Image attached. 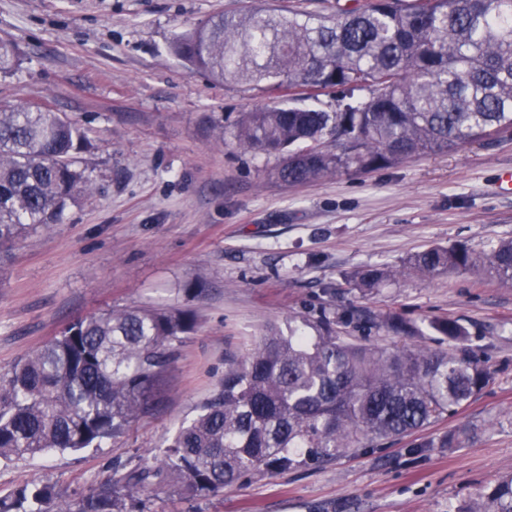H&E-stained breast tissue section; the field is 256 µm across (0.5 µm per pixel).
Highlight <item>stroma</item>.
Listing matches in <instances>:
<instances>
[{
  "label": "stroma",
  "instance_id": "stroma-1",
  "mask_svg": "<svg viewBox=\"0 0 512 512\" xmlns=\"http://www.w3.org/2000/svg\"><path fill=\"white\" fill-rule=\"evenodd\" d=\"M260 0H0V37L22 57L0 73V101L44 103L94 144L81 161L92 198L68 206L0 259V373L74 319L125 307L191 310L156 409L115 441L0 459V498L50 486L86 492L114 470L154 465L267 325L325 310L384 347L466 351L493 379L467 408L374 448L284 472L257 471L207 497L146 490L154 512H456L512 474V288L478 271L402 275L364 296L365 266L398 269L426 247L488 251L512 238V129L391 168L291 186L279 155L219 135L262 94L218 84L174 59L168 43L209 16ZM411 327L392 332L391 317ZM454 319L452 340L433 328ZM459 433L452 448L440 437Z\"/></svg>",
  "mask_w": 512,
  "mask_h": 512
}]
</instances>
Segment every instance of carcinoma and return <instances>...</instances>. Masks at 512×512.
Listing matches in <instances>:
<instances>
[{
  "label": "carcinoma",
  "instance_id": "cac0c4a2",
  "mask_svg": "<svg viewBox=\"0 0 512 512\" xmlns=\"http://www.w3.org/2000/svg\"><path fill=\"white\" fill-rule=\"evenodd\" d=\"M171 55L212 79L263 93L231 121L245 151L279 152L290 185L392 167L512 127V0H346L330 13L266 6L224 12L171 39ZM19 49L0 39V73ZM310 102L296 106L297 100ZM87 129L45 104H0V254L61 221L95 187L78 165ZM482 266L512 286V239L480 255L430 246L406 268L421 276ZM394 277L363 267L355 288ZM271 326L185 421L154 467L59 500L23 487L0 512H149V485L195 496L253 471H286L403 437L460 412L491 381L485 362L421 347L388 350L342 334L326 311ZM195 326L182 310L133 308L80 318L0 374V458L98 448L150 413ZM466 336L455 320L435 324ZM456 512H512V474Z\"/></svg>",
  "mask_w": 512,
  "mask_h": 512
}]
</instances>
